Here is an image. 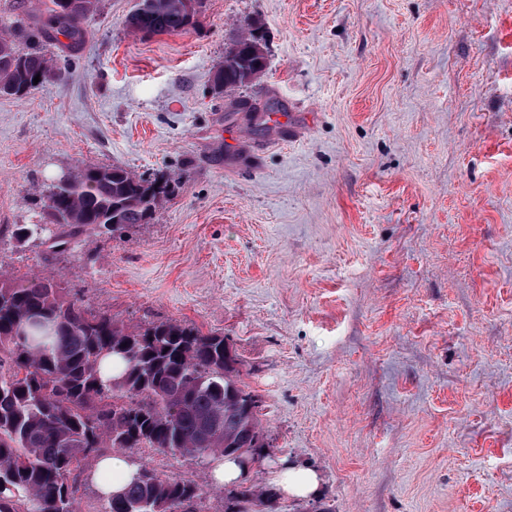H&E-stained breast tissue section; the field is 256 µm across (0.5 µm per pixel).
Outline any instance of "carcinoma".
I'll use <instances>...</instances> for the list:
<instances>
[{
	"instance_id": "obj_1",
	"label": "carcinoma",
	"mask_w": 512,
	"mask_h": 512,
	"mask_svg": "<svg viewBox=\"0 0 512 512\" xmlns=\"http://www.w3.org/2000/svg\"><path fill=\"white\" fill-rule=\"evenodd\" d=\"M137 0L126 17L129 33L174 34L198 22L201 0ZM100 0H48V24L69 44L83 42ZM254 21L224 50V70L213 76L232 92L260 78L267 61ZM32 46H19L21 34ZM50 32L0 29V97L21 98L63 75L44 49ZM174 180L144 178L119 165L85 164L66 184L40 198L43 220L54 226V246L90 234L150 223ZM124 361L105 380L102 360ZM155 448L202 465L239 461L240 448L261 461L266 448L259 399L239 381L238 358L226 338L190 325L151 322L130 329L88 310L51 276L0 275V512H78L79 477L107 449ZM196 484L161 478L142 465L109 512H197ZM277 494L256 493L246 477L229 491L225 512H265Z\"/></svg>"
}]
</instances>
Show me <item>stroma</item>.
<instances>
[{
	"mask_svg": "<svg viewBox=\"0 0 512 512\" xmlns=\"http://www.w3.org/2000/svg\"><path fill=\"white\" fill-rule=\"evenodd\" d=\"M132 7L101 0L80 46L49 47L63 77L0 97V273L224 335L261 401L251 484L321 477L274 512H512V0H203L148 37ZM252 20L264 75L213 96ZM238 101L301 137L271 144ZM87 163L176 188L151 223L52 251L39 199ZM128 457L224 512L211 468ZM279 485L293 497L308 498L319 493L320 478L312 468L291 465L281 473Z\"/></svg>",
	"mask_w": 512,
	"mask_h": 512,
	"instance_id": "obj_1",
	"label": "stroma"
}]
</instances>
